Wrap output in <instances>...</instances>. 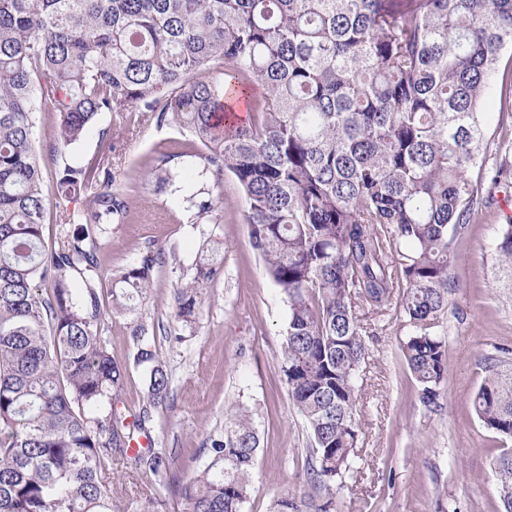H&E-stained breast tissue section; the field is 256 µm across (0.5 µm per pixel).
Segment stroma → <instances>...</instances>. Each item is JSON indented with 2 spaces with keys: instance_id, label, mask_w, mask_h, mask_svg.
I'll list each match as a JSON object with an SVG mask.
<instances>
[{
  "instance_id": "stroma-1",
  "label": "stroma",
  "mask_w": 512,
  "mask_h": 512,
  "mask_svg": "<svg viewBox=\"0 0 512 512\" xmlns=\"http://www.w3.org/2000/svg\"><path fill=\"white\" fill-rule=\"evenodd\" d=\"M485 110L487 153L483 165L469 173L478 186L477 201L455 240L453 304L439 318L448 377L436 404H423L401 351L409 329L389 311L384 328L367 339L369 355L358 375L361 433L354 469L335 493L314 496L330 512H503L492 469L502 444L478 421L471 399L485 375L486 357L497 347L512 348V295L495 287L491 259L497 228L506 219L503 198L512 195V49L502 56ZM105 129L122 140L116 186L129 195L136 218L107 225L102 274L110 279L146 254L157 258L150 296L134 313L112 314L111 295L102 298L103 338L127 367L124 402L135 411L146 399L132 337L142 324L170 379V395L153 421L156 447L171 453L180 475H191L206 463L202 449L223 431L226 412L249 408L260 448L243 512H271L281 494L298 490L310 443L281 369L288 305L251 246L245 199L234 176L225 174L223 223H188L178 198L150 173L159 153L182 141L177 127L144 117L131 127L105 112L69 149V159L96 160ZM210 240L224 244L217 257L221 272L202 290L191 334L170 341L178 279L193 274Z\"/></svg>"
}]
</instances>
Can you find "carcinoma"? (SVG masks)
Returning <instances> with one entry per match:
<instances>
[{
    "label": "carcinoma",
    "instance_id": "obj_1",
    "mask_svg": "<svg viewBox=\"0 0 512 512\" xmlns=\"http://www.w3.org/2000/svg\"><path fill=\"white\" fill-rule=\"evenodd\" d=\"M508 46L512 0H0V512H158V484L182 512H241L260 444L238 407L188 478L153 445L132 447L151 438L169 378L136 326L147 398L127 421V367L103 339L98 288L104 225L133 219L114 187L116 137L102 132L101 158L64 162L48 190L35 113L56 118L52 157L104 112L188 133L189 146L160 155L156 176L184 193L191 224L224 222V174L236 178L251 243L288 304L282 371L311 438L305 483L329 491L355 456L357 376L377 318L394 308L411 328L402 352L423 403L447 377L434 327L478 194L467 172L487 149L481 104ZM239 99L248 119L219 122ZM184 156L195 158L188 184L171 166ZM49 205L58 223L77 225L50 244ZM218 249L203 246L176 289L175 342L220 272ZM155 264L147 254L112 279L113 312L147 298ZM493 269L512 292L511 219L498 227ZM507 354L488 358L472 397L504 443ZM116 460L139 497L112 478ZM493 469L512 504L511 448ZM309 507L306 493H287L273 512Z\"/></svg>",
    "mask_w": 512,
    "mask_h": 512
}]
</instances>
